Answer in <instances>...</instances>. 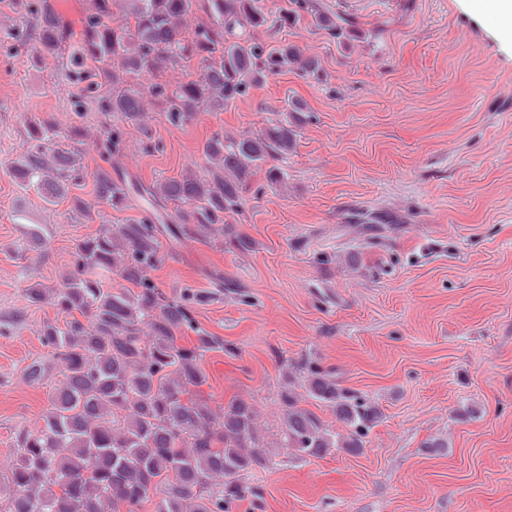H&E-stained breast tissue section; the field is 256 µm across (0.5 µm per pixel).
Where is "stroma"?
I'll return each mask as SVG.
<instances>
[{
    "label": "stroma",
    "mask_w": 512,
    "mask_h": 512,
    "mask_svg": "<svg viewBox=\"0 0 512 512\" xmlns=\"http://www.w3.org/2000/svg\"><path fill=\"white\" fill-rule=\"evenodd\" d=\"M318 2L351 28L334 36L309 16L283 27L284 0H257L269 23L246 36L299 46L319 79L288 70L180 127L150 105L112 173L147 187L202 169L213 133L259 132L303 101L309 119L278 162L285 182L257 171L233 218L256 250L165 235L152 273L167 296L205 294L193 318L226 348L205 357L204 397L258 410L277 465L245 482L262 490L264 512H512V42L474 0ZM10 4L0 0V478L61 378L41 336L56 313L29 305L26 288L58 283L101 225L151 212L137 196L88 222L70 200L19 191L10 168L28 118L64 128L76 117L61 60L16 50L28 27ZM321 253L335 263L316 264ZM306 357L378 404L361 453L302 461L284 448L281 368ZM34 361L39 385L22 374ZM435 438L443 447L426 449Z\"/></svg>",
    "instance_id": "35a3bbf8"
}]
</instances>
